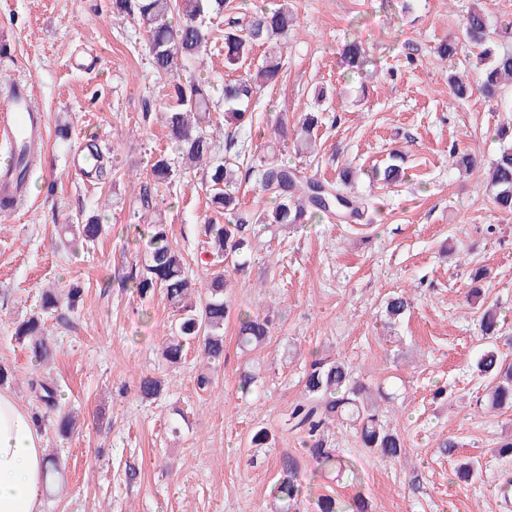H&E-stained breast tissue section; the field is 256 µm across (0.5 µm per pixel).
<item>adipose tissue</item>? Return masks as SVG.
<instances>
[{
	"instance_id": "ef3b65f1",
	"label": "adipose tissue",
	"mask_w": 512,
	"mask_h": 512,
	"mask_svg": "<svg viewBox=\"0 0 512 512\" xmlns=\"http://www.w3.org/2000/svg\"><path fill=\"white\" fill-rule=\"evenodd\" d=\"M48 487L38 424L10 393L0 391V512H43Z\"/></svg>"
}]
</instances>
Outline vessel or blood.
Returning a JSON list of instances; mask_svg holds the SVG:
<instances>
[{
	"mask_svg": "<svg viewBox=\"0 0 512 512\" xmlns=\"http://www.w3.org/2000/svg\"><path fill=\"white\" fill-rule=\"evenodd\" d=\"M32 99V85L11 83L6 96L0 98V126L4 127L9 142L26 143L34 154L42 141L43 117Z\"/></svg>",
	"mask_w": 512,
	"mask_h": 512,
	"instance_id": "vessel-or-blood-1",
	"label": "vessel or blood"
}]
</instances>
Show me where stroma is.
I'll list each match as a JSON object with an SVG mask.
<instances>
[{
  "mask_svg": "<svg viewBox=\"0 0 512 512\" xmlns=\"http://www.w3.org/2000/svg\"><path fill=\"white\" fill-rule=\"evenodd\" d=\"M402 2L292 0L297 24L287 71L252 100L240 138L254 160L276 158L322 180L354 170L353 190L374 210L367 222L332 217L260 232L227 296L233 309L274 312L270 340L240 350L237 320L229 318L224 358L211 368L195 346L181 363L165 361L173 309L163 293L139 298L121 278L146 251L132 229L145 190L155 200L145 222L166 224L196 279L213 271L201 234L214 214L203 174L184 168L159 112L170 84L227 80L222 18L207 20L200 62L160 78L143 29L113 15L112 0H0V42L8 46L0 89L29 80L47 118L25 203L0 211V366L9 372L0 390L36 415L46 406L31 383L47 381L57 388L58 409L76 419L65 434L52 421L40 427L46 450L66 464L43 512H271L286 454L298 458L308 487L300 512H316L323 494L346 506L364 500L368 512H506L498 488L512 480V457H499L496 446L512 436V411L480 407L485 383L474 363L484 307L496 305L512 332V215L494 210L484 174L502 147L496 130L512 86L490 98L475 81L476 49L464 40L461 19L476 0H414L408 13ZM351 39L373 54L376 72L347 76L341 51ZM450 40L457 44L451 65L437 55ZM90 56L96 69H81ZM452 68L473 82L465 100L448 94ZM309 110L321 113L317 149L300 158L272 127L279 114L293 122ZM64 122L65 141L56 136ZM90 144L105 159L104 175L76 165ZM395 150L405 156L400 184L369 182L366 169L385 165ZM466 151L478 156L480 172H458L454 157ZM159 154L176 176L155 186L149 167ZM94 212L104 224L98 240L76 255L64 249L59 229ZM475 266L490 275L472 304L465 295ZM74 283L84 290L77 308L43 314L54 352L38 363L15 328L41 314L45 289ZM401 290L412 306L390 330L384 301ZM318 354L344 359L356 376L391 393L380 409L403 439L405 459L362 448L355 430L336 422L327 445L351 467L317 473L282 421ZM204 371L212 382L202 389ZM245 371L258 376L248 396L238 389ZM145 374L163 384L151 402L137 393ZM260 427L276 445L256 453L249 437ZM447 437L458 443L450 456L438 447ZM466 461L477 464L475 479L457 475Z\"/></svg>",
  "mask_w": 512,
  "mask_h": 512,
  "instance_id": "obj_1",
  "label": "stroma"
}]
</instances>
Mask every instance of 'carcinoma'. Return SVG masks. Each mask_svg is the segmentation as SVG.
<instances>
[{
  "label": "carcinoma",
  "instance_id": "cac0c4a2",
  "mask_svg": "<svg viewBox=\"0 0 512 512\" xmlns=\"http://www.w3.org/2000/svg\"><path fill=\"white\" fill-rule=\"evenodd\" d=\"M112 12L131 18L143 28L151 66L162 77L180 65L197 62L208 44V31L201 19L214 15L224 18V66L235 77L224 82V121L240 126L246 121L249 103L263 86L284 74L288 58L280 49L281 41L296 25V13L283 0L273 10L256 9L240 12L234 0H112ZM464 37L481 48L476 55L483 66V89L489 94L502 77L512 78V50L498 51L489 45L488 13L483 7L468 10L462 18ZM267 47L256 68L246 67L254 50ZM343 62L352 71L370 72L376 61L367 54L357 40L344 45ZM214 87L205 79L192 78L185 84H175L169 94L174 104L162 113L167 136L181 155L185 165L203 170L210 188V203L215 212L224 216V223L204 222L205 253L212 261L226 260L253 248L252 224H262L276 233L288 224H304L316 217L332 216L344 210L348 217L357 220L363 216L362 202L347 192L351 173L344 169L336 181H320L300 175V170L286 163L271 159L258 166H249L246 174L255 182L270 205L254 214L253 219L241 213L239 186L242 181L240 157L246 155L245 145H237L230 135L224 140L225 154L217 156L213 135L209 127ZM449 94L465 99L470 85L457 73L448 77ZM319 117L307 112L299 120L294 136L295 150L303 155L311 149L314 130ZM152 180L157 184H170L176 176L169 159L164 155L154 158L150 168ZM372 179L386 186L401 179L400 166L391 163L375 169ZM490 182L494 194V208L512 212V143L503 147L493 162ZM100 219L91 216L82 224H67L64 231L70 234L67 244L75 249L94 242L101 234ZM147 237L148 252L144 263L132 267L125 279V286L141 298L162 292L174 309L177 319L163 347V357L171 364L181 362L184 348L190 343L198 345L209 360L224 357V321L230 315L231 304L224 296L227 281L225 273H214L204 283L188 274L187 263L181 252L170 241L165 225L148 224L136 228ZM411 306L410 298L401 292L385 302L388 323L399 321ZM238 340L242 347H257L268 340L273 321L267 314L249 311L237 314ZM481 339H499L500 325L496 311L486 309L481 318ZM15 335L29 338L33 355L43 360L51 355L44 322L30 317L20 323ZM478 374L488 381L486 406L490 409H512V362L503 359L497 349L487 347L476 360ZM141 398H156L162 391L160 380L142 376L138 382ZM387 399L381 390L353 376L343 359L331 356L315 357L304 377L302 399L296 401L286 414L284 427L301 435L304 447L315 459L317 469L333 471L347 464L334 451L323 447L324 431L333 421L346 422L354 427L362 447L373 450L386 458L396 459L404 448L395 429L380 419L376 398ZM305 495V485L300 476L298 462L293 457L282 461L280 478L274 490L273 512H296V506Z\"/></svg>",
  "mask_w": 512,
  "mask_h": 512
}]
</instances>
